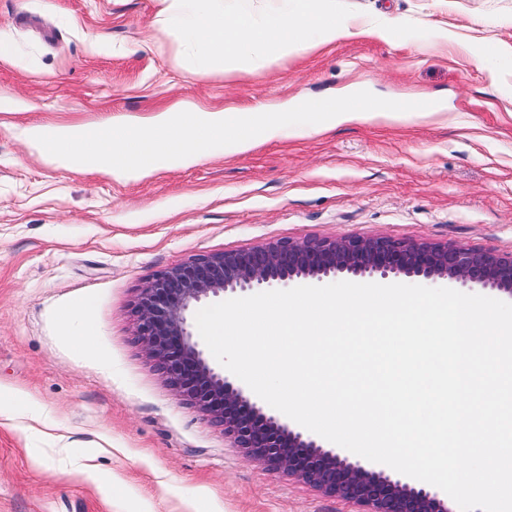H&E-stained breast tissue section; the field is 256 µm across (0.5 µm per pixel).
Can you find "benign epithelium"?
<instances>
[{"label": "benign epithelium", "instance_id": "7a95c632", "mask_svg": "<svg viewBox=\"0 0 512 512\" xmlns=\"http://www.w3.org/2000/svg\"><path fill=\"white\" fill-rule=\"evenodd\" d=\"M340 275L445 280L512 298V251L347 235L279 239L200 255L144 283L133 307L135 336L167 382L224 427L231 447L251 460L326 497L353 503L360 512H452L444 491L327 448L266 411L246 385L210 364L192 331L190 314L205 299Z\"/></svg>", "mask_w": 512, "mask_h": 512}]
</instances>
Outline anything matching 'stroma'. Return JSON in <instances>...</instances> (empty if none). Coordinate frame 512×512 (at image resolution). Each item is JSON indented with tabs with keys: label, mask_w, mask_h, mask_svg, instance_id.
<instances>
[{
	"label": "stroma",
	"mask_w": 512,
	"mask_h": 512,
	"mask_svg": "<svg viewBox=\"0 0 512 512\" xmlns=\"http://www.w3.org/2000/svg\"><path fill=\"white\" fill-rule=\"evenodd\" d=\"M422 36L342 37L200 78L157 0H0V512H353L230 447L141 350L131 308L159 270L282 238L386 235L512 251V0H345ZM492 59L485 67L481 58ZM438 96L447 118L349 124L132 179L28 140L137 125L177 102L246 109L349 85ZM88 312L69 345L65 311ZM41 451L33 464V451ZM95 456L97 480L80 470ZM111 492H104V485Z\"/></svg>",
	"instance_id": "1"
}]
</instances>
